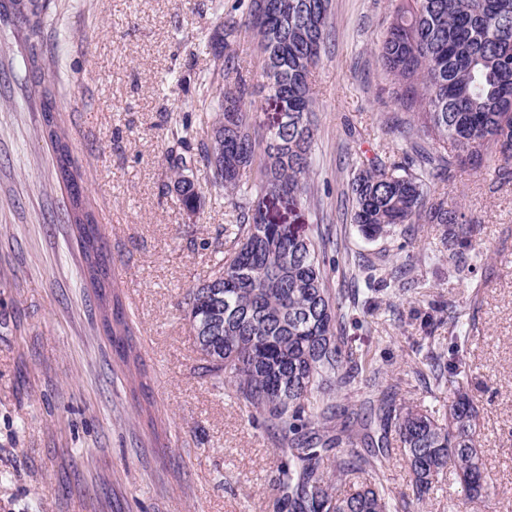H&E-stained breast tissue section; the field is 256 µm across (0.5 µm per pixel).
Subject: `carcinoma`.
<instances>
[{"label": "carcinoma", "instance_id": "obj_1", "mask_svg": "<svg viewBox=\"0 0 512 512\" xmlns=\"http://www.w3.org/2000/svg\"><path fill=\"white\" fill-rule=\"evenodd\" d=\"M250 0L240 18H223L205 47L221 60L200 82V101L227 81L215 101V125L224 131V166L216 168L210 142L195 152H171L174 182L185 187L179 201L189 213L200 206L190 167L203 168L212 185L235 206V223L205 282L187 291L185 304L197 351L207 371L224 378L228 393L253 419L271 427L284 461L278 471L281 512H401L384 485L386 460L396 433L412 476V495L422 502L447 472L465 495L485 501L484 463L478 446L480 409L467 382L464 343L468 329L456 306H448L453 343L448 363L429 351L422 356L439 386L451 385L444 417L398 404L385 396L360 405L356 426L343 421L337 400L342 388L379 376L368 360L348 348L343 290L330 286L328 249L338 246L332 227L307 233L267 222L263 205L279 192L291 202L315 203L309 181L316 125L312 120V69L326 49L330 0H281L269 15ZM15 11L41 25L36 0H11ZM257 32L262 71L282 121L265 128L236 55L228 52L241 27ZM378 61L392 98L410 117L392 132L403 161L375 154L351 165V221L367 239L402 224H438L450 244L473 232L474 222L427 196L429 179L451 168L486 160L512 162V0H394L392 20L378 47ZM45 132L56 153L57 171L69 192L74 225L95 290L107 337L134 379L146 376L132 342V327L109 269L101 229L85 208L80 175L59 132L56 99L39 91ZM183 149L194 138L184 123L169 127ZM363 454L351 451L358 443Z\"/></svg>", "mask_w": 512, "mask_h": 512}]
</instances>
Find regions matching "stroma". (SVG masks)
I'll return each mask as SVG.
<instances>
[{
    "label": "stroma",
    "instance_id": "35a3bbf8",
    "mask_svg": "<svg viewBox=\"0 0 512 512\" xmlns=\"http://www.w3.org/2000/svg\"><path fill=\"white\" fill-rule=\"evenodd\" d=\"M39 30L0 0V512H278L281 455L272 436L203 370L184 298L213 266L236 212L208 176L187 214L172 188L170 120L210 136L201 75L220 62L200 40L220 23L211 0H39ZM326 50L311 73L317 121L310 174L318 203H268L276 224H342L350 253L395 269L412 259L417 289L386 283L350 306V348L371 351L375 386L341 394L356 408L380 395L443 415L447 389L416 374L419 349L448 352V303L470 329L467 361L481 409L478 441L496 512H512V173L471 165L429 194L478 219L449 253L441 226L369 240L350 223V162L394 140L404 113L387 95L376 52L392 0H331ZM257 37L232 46L258 120L278 111L262 92ZM59 108L86 203L146 372L132 390L104 333L67 222L69 198L44 132L34 66ZM409 512H485L456 479L440 478Z\"/></svg>",
    "mask_w": 512,
    "mask_h": 512
}]
</instances>
